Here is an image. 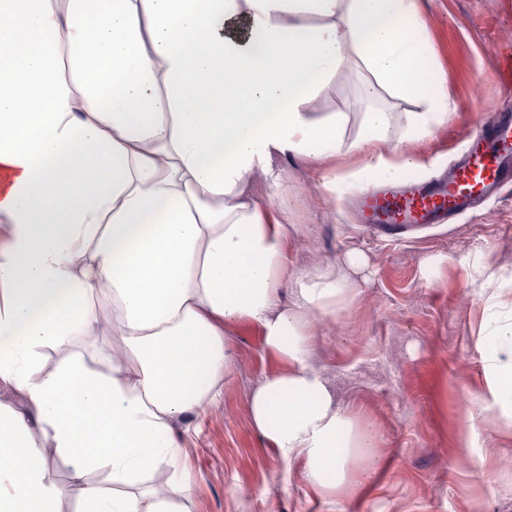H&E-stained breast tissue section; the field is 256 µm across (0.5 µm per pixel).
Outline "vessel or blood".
Instances as JSON below:
<instances>
[{
    "instance_id": "vessel-or-blood-1",
    "label": "vessel or blood",
    "mask_w": 512,
    "mask_h": 512,
    "mask_svg": "<svg viewBox=\"0 0 512 512\" xmlns=\"http://www.w3.org/2000/svg\"><path fill=\"white\" fill-rule=\"evenodd\" d=\"M512 186V113L483 119L466 156L445 179L403 184L366 194L360 201L364 223L388 233L407 224H436L461 214L475 198Z\"/></svg>"
}]
</instances>
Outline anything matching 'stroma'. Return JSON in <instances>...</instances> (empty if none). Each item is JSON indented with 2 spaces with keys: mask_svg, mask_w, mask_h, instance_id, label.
<instances>
[{
  "mask_svg": "<svg viewBox=\"0 0 512 512\" xmlns=\"http://www.w3.org/2000/svg\"><path fill=\"white\" fill-rule=\"evenodd\" d=\"M417 2L454 109L429 136L410 131L398 146L418 156L428 174L448 166L484 117L507 105L493 56L512 46V0ZM369 78L357 63L340 69L313 111L345 113L351 140L369 108L389 107L400 126L406 113L420 111L414 100L365 96ZM362 161L356 153L319 164L285 156L274 163L279 184L261 174L251 180L254 197L282 210L291 226L289 275L343 270L350 250L364 257L351 274L354 303L343 318L314 320L310 348V364L335 400L378 433L373 457L352 464L356 490L339 499L312 484L303 457L283 462L253 426V390L288 364L266 347L259 326L241 321L226 332L229 367L220 398L173 424L176 468L143 475L132 493L151 500L155 478L169 482L184 473L191 490L180 502L183 512H512V419L491 410L476 428L471 410L486 388L487 307L512 305V190L449 224L390 239L358 223L352 200L359 187L346 182L335 195L323 193L324 180ZM116 342L108 314H101L95 335L45 348L43 368L82 352L111 370ZM0 402L26 418L46 479L61 492L58 512H77L82 487L71 481L26 393L1 381ZM273 467L281 474L275 484L267 480Z\"/></svg>",
  "mask_w": 512,
  "mask_h": 512,
  "instance_id": "35a3bbf8",
  "label": "stroma"
}]
</instances>
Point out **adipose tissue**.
Segmentation results:
<instances>
[{
	"label": "adipose tissue",
	"mask_w": 512,
	"mask_h": 512,
	"mask_svg": "<svg viewBox=\"0 0 512 512\" xmlns=\"http://www.w3.org/2000/svg\"><path fill=\"white\" fill-rule=\"evenodd\" d=\"M355 60L423 103L407 127L425 136L450 119L417 0H0V380L27 393L84 485L79 512H181L187 479L146 504L87 477L123 486L175 466L172 424L220 397L225 330L240 321L289 364L251 398L283 460L305 457L339 494L375 448L307 364L311 315L343 316L355 285L328 269L287 279L290 227L249 192L279 156L367 153L348 174L364 188L417 168L389 152L385 109L353 141L343 113L311 112ZM105 306L123 360L106 373L76 353L43 372V349L94 335ZM487 327L479 402L512 418V314ZM58 497L25 419L0 404V512H56Z\"/></svg>",
	"instance_id": "obj_1"
}]
</instances>
